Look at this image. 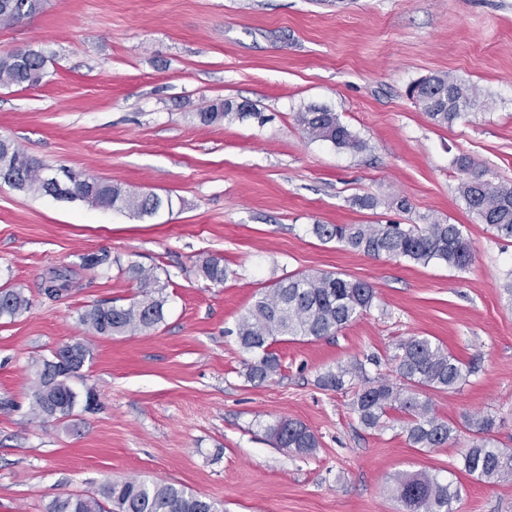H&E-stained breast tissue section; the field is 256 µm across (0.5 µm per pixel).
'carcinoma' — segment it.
<instances>
[{
	"label": "carcinoma",
	"instance_id": "1",
	"mask_svg": "<svg viewBox=\"0 0 512 512\" xmlns=\"http://www.w3.org/2000/svg\"><path fill=\"white\" fill-rule=\"evenodd\" d=\"M44 0H0V27H11L30 18L43 7ZM46 57L33 48L0 53V86L36 87L46 77ZM410 97L439 125L461 118L463 111L478 103L475 86L462 83L447 73H436L416 81ZM259 115L251 103L222 102L199 114L204 124L224 120L230 114ZM302 133L312 140L325 141L338 148L364 150L367 143L327 108L309 107L296 115ZM465 178L460 194L467 209L482 224L504 238H512V187L496 184L488 172L478 170L472 160L459 161ZM51 168L13 143L0 139V181L13 188L37 195H51L40 172ZM72 194L66 201H81L93 209L129 212L139 218L151 217L165 205L153 193H140L118 183L82 175L72 180L73 171L62 170ZM315 234L335 240L348 249L369 256L408 259L427 265L433 260L464 269L472 262V248L459 224L425 221L423 224H316ZM207 281L224 283L227 270L219 258H209L198 267ZM127 273L142 282L140 297L126 305L95 304L85 309L79 322L94 335L121 336L150 330L165 320L164 287L157 273H147L131 263ZM72 278L63 270H52L40 286V294L56 301L72 288ZM375 292L366 282L346 279L334 273L301 274L277 281L262 291L248 312L241 317L236 335L241 348L252 354L245 363L247 381L259 386L281 368L272 345L280 336L321 338L332 336L367 311ZM32 307L20 288L0 287V320L14 319ZM92 350L84 342L65 345L45 359L31 395V412L37 417L63 420L73 415L72 399L77 392L71 380L80 377ZM398 381L368 377L365 364L340 365L319 378L326 390H341L360 382L352 407L359 421L369 429L385 427L390 412L407 416L408 442L418 448H439L455 437L456 428L438 417L428 393L456 389L476 372L426 336H410L396 344L393 355ZM473 436L461 458V470L488 483L512 481V452L497 446L491 438L496 420L479 413L470 423ZM277 446L296 455H312L319 447L315 434L303 424L280 419L267 426ZM394 497L406 512H452L459 489L434 474L402 473L394 477ZM46 512H219L216 503L173 483H155L129 478L110 480L84 494L57 496L46 505Z\"/></svg>",
	"mask_w": 512,
	"mask_h": 512
}]
</instances>
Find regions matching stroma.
<instances>
[{
  "label": "stroma",
  "instance_id": "stroma-1",
  "mask_svg": "<svg viewBox=\"0 0 512 512\" xmlns=\"http://www.w3.org/2000/svg\"><path fill=\"white\" fill-rule=\"evenodd\" d=\"M23 47L43 52L47 75L0 86V139L172 206L138 219L0 183V286L33 301L0 320V512H44L125 478L181 485L222 512H404L391 479L417 471L459 487L453 512H512V481L458 468L477 412L495 416L494 437L512 451V238L468 212L456 163L468 157L512 186V0H46L0 28V52ZM438 72L481 92L450 125L408 95ZM226 100L258 113L203 125L201 112ZM307 106L338 113L366 149L307 138L295 120ZM366 195L376 208L356 205ZM400 198L409 211L394 207ZM425 217L461 225L469 268L374 258L314 232ZM98 252L111 264L83 267ZM209 256L222 259L224 284L198 276ZM132 262L167 270L164 322L90 336L81 312L140 294ZM54 269L75 286L51 302L39 287ZM320 272L369 283L372 306L335 335L280 337V374L251 384L238 320L271 284ZM411 336L479 365L431 395L457 429L442 448L411 446L398 411L365 429L353 387L317 384L371 356L370 377L395 379V346ZM82 340L93 358L74 386L94 388L96 412L33 419L38 363ZM282 418L315 433V456L272 444L265 427Z\"/></svg>",
  "mask_w": 512,
  "mask_h": 512
}]
</instances>
